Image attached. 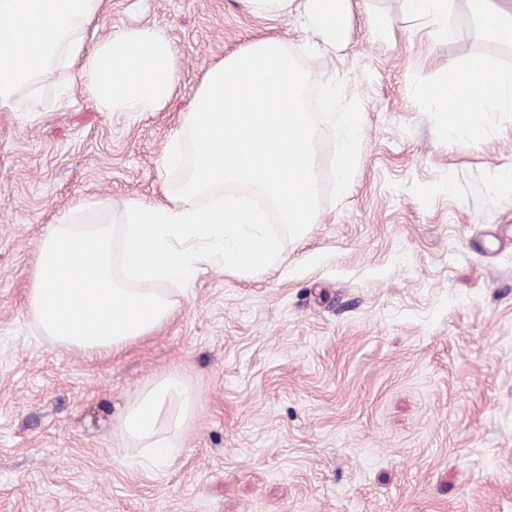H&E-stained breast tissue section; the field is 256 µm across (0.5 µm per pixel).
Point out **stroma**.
<instances>
[{
	"label": "stroma",
	"mask_w": 512,
	"mask_h": 512,
	"mask_svg": "<svg viewBox=\"0 0 512 512\" xmlns=\"http://www.w3.org/2000/svg\"><path fill=\"white\" fill-rule=\"evenodd\" d=\"M350 6L347 44L305 62L361 104L345 194L278 266L199 272L165 327L109 356L56 349L29 317L45 230L87 201L163 200V152L206 71L309 36L245 0H105L97 37L168 31V104L100 111L70 64L0 110V512H512V190L494 180L512 168V114L474 138L419 95L476 56L512 69V51L468 0L450 38L405 0ZM170 371L198 407L158 469L119 424Z\"/></svg>",
	"instance_id": "35a3bbf8"
}]
</instances>
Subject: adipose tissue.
<instances>
[{"label": "adipose tissue", "instance_id": "1", "mask_svg": "<svg viewBox=\"0 0 512 512\" xmlns=\"http://www.w3.org/2000/svg\"><path fill=\"white\" fill-rule=\"evenodd\" d=\"M254 14L274 16L296 11L313 37L312 49L327 52L348 38L350 0H248ZM485 34L512 46V0H477ZM103 0H0V110L14 109L20 87L36 89L57 58H83L85 93L104 112H156L176 89L177 52L168 32L144 25L114 29L87 43L84 33ZM447 118L458 124L453 101L469 104L466 126L481 134L487 113L512 112V69L479 57L465 66H449L437 81L420 89ZM198 403L178 374L169 373L137 391L120 422L133 446L147 450L155 466H164Z\"/></svg>", "mask_w": 512, "mask_h": 512}]
</instances>
